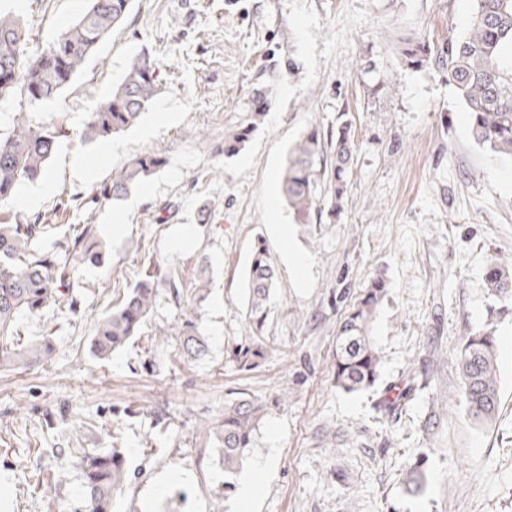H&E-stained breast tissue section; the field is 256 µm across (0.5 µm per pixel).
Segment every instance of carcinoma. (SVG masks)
Instances as JSON below:
<instances>
[{
    "instance_id": "carcinoma-1",
    "label": "carcinoma",
    "mask_w": 512,
    "mask_h": 512,
    "mask_svg": "<svg viewBox=\"0 0 512 512\" xmlns=\"http://www.w3.org/2000/svg\"><path fill=\"white\" fill-rule=\"evenodd\" d=\"M89 10L47 47L28 53L29 34L21 19L0 12V75L3 65L10 78L0 79V100L16 95L36 106L66 87L82 70L99 41L124 19L130 0H90ZM475 11L464 34L448 40L436 53L423 38L404 42L402 56L415 67L434 65L444 72L457 90L469 114L471 134L482 147L512 157V60L503 47L512 45V0H475ZM157 64L143 52L131 62L112 97L91 113L85 137L91 141L109 138L132 126L152 101ZM268 103L260 96L252 101L246 118L224 137V156L239 153L265 118ZM64 130L33 120V113L19 112L12 131L0 136V210L8 205L15 187L46 175L48 162ZM352 125L343 121L329 133L312 128L287 152L282 192L296 223L310 226L323 218L334 222L345 209L348 175L354 160ZM165 158L148 152L130 159L100 189L104 199H117L162 167ZM53 225L8 223L0 220V370L34 366L54 352L48 337L24 343L16 332L20 318L37 317L51 305L61 303L74 314L78 298L72 294L75 264L63 262L42 242ZM68 254L76 264H101L106 256L96 240L94 225L66 237ZM512 258L491 263L486 288L496 298H512ZM277 274L264 245L254 246L246 271V317L255 335L238 345L233 361L249 371L265 357L260 335L271 312L270 300ZM157 274L148 272L126 294L123 302L99 318L92 338V353L107 358L138 335L152 312L158 295ZM387 294L386 283L373 279L353 303L336 336L334 382L345 393L371 388L378 379L379 355L369 336V326ZM178 340L177 353L192 361L207 352L203 337L192 332V324L163 332ZM461 391L469 416L486 422L498 413L500 389L497 376L496 340L493 330L470 333L458 352ZM413 385H396L385 391L379 406L396 411L408 400ZM264 404L245 392L224 399V411L198 424V429L217 445L224 466V489L232 492L230 477L238 472L263 417ZM424 461L415 462L406 473L405 492L419 496L425 489ZM75 467L81 476L80 512H114L115 496L128 481L126 450L118 443L104 451L83 452Z\"/></svg>"
}]
</instances>
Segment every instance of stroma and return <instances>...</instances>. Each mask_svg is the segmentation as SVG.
<instances>
[{"label":"stroma","mask_w":512,"mask_h":512,"mask_svg":"<svg viewBox=\"0 0 512 512\" xmlns=\"http://www.w3.org/2000/svg\"><path fill=\"white\" fill-rule=\"evenodd\" d=\"M90 0H0L22 18L30 50L48 46ZM474 0H130L73 83L36 106L34 118L66 134L49 161L57 188L20 183L11 221L91 224L109 247L103 265H80L78 313L54 308L21 319L22 340L52 335L51 359L0 372V512H74L82 451L120 440L130 481L117 512H238L200 420L242 389L266 405L240 471L260 489L255 512H512V301L490 296L484 272L512 256V160L476 145L445 73L415 69L405 39L443 49L462 34ZM148 51L157 92L140 122L90 141V112L112 96L132 59ZM269 108L238 155L224 137L255 92ZM168 120H159L161 109ZM356 151L340 220L295 224L281 193L286 152L312 127L341 119ZM111 155H104V147ZM165 165L118 201L100 186L131 157ZM96 162L91 174L77 157ZM121 231H114V224ZM287 225L280 234L278 225ZM278 272L259 367L229 352L252 336L244 274L256 241ZM305 258L295 270L287 254ZM212 285L194 320L203 358L180 360L164 330L186 316L168 287L135 337L109 359L90 351L98 318L121 303L148 267L197 288L201 257ZM388 293L370 325L381 357L374 389L334 384L336 330L348 302L374 276ZM492 327L501 404L485 425L467 416L456 354L473 329ZM426 374L397 412L378 410L384 388ZM83 421L84 431L73 429ZM424 459L421 496L404 475ZM178 471L160 491L158 474Z\"/></svg>","instance_id":"35a3bbf8"}]
</instances>
